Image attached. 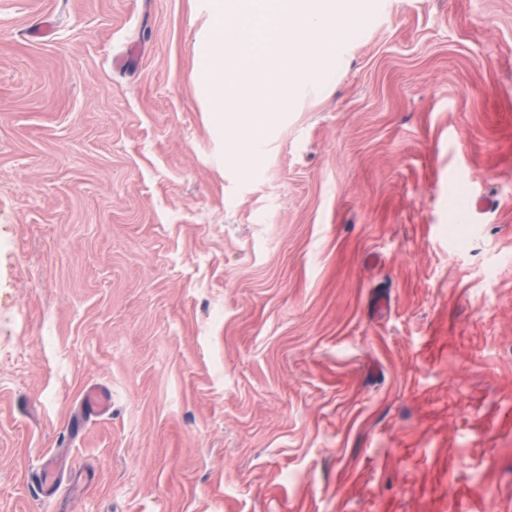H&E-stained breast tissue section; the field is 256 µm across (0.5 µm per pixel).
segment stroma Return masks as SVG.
<instances>
[{
	"instance_id": "1",
	"label": "stroma",
	"mask_w": 512,
	"mask_h": 512,
	"mask_svg": "<svg viewBox=\"0 0 512 512\" xmlns=\"http://www.w3.org/2000/svg\"><path fill=\"white\" fill-rule=\"evenodd\" d=\"M368 3L246 177L200 0H0V512H512V0Z\"/></svg>"
}]
</instances>
